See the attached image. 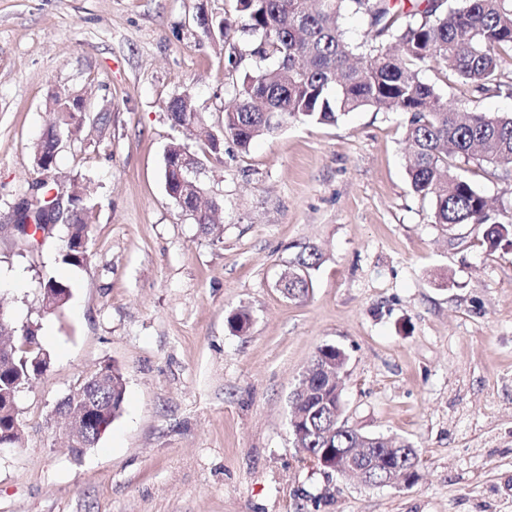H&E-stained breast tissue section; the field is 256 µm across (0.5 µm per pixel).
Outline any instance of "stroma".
I'll list each match as a JSON object with an SVG mask.
<instances>
[{
    "label": "stroma",
    "instance_id": "35a3bbf8",
    "mask_svg": "<svg viewBox=\"0 0 512 512\" xmlns=\"http://www.w3.org/2000/svg\"><path fill=\"white\" fill-rule=\"evenodd\" d=\"M256 45L236 0H0V300L51 355L17 400L0 512H512V245L433 223L407 173V113L291 121L246 151L229 136L216 154L189 141L221 238L167 195L168 102L191 95L221 129L240 76L261 65ZM421 77L449 107L512 115L511 57L488 96L435 64ZM63 91L90 107L54 170L89 197L80 269L57 259L65 225L24 249L12 223ZM450 164L492 221L512 222V172ZM304 250L321 260L308 295L290 299L280 280ZM52 277L71 297L48 314ZM240 310L242 334L227 323ZM327 345L347 357L344 421L418 448L413 484L368 485L296 446L289 400ZM108 362L123 410L73 458L54 406Z\"/></svg>",
    "mask_w": 512,
    "mask_h": 512
}]
</instances>
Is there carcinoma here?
<instances>
[{
    "label": "carcinoma",
    "instance_id": "obj_1",
    "mask_svg": "<svg viewBox=\"0 0 512 512\" xmlns=\"http://www.w3.org/2000/svg\"><path fill=\"white\" fill-rule=\"evenodd\" d=\"M246 30L258 45L254 54L272 68L259 67L244 73L235 104L224 113L223 131L208 135L206 146L218 153L229 133L241 149L263 136L277 132L288 120L334 124L365 107L386 108L410 114L405 141L412 163L408 167L415 193L430 199L434 223L450 229L461 224L485 226L483 237L489 249L512 242V224L489 223L487 201L467 179L454 174L448 157H475L496 168H512V116H489L468 109L448 108L434 86L420 78L430 64H443L474 91L491 95L499 88L503 54L512 51V8L504 0H427L425 7L402 8L396 0H319L312 9L309 0H236ZM349 14L368 21L371 40L353 45L342 26ZM172 126L185 136L194 135L190 124L201 120L192 98L185 94L169 101ZM52 169L41 171L31 187L38 189L37 202L53 190ZM169 196L188 212L206 234L219 232L216 209L193 204L199 186H184L171 176ZM89 207L67 216L68 234L60 245L62 261L82 267L88 259L87 221ZM319 255L311 250L298 255L281 280L289 298L304 296L311 283L310 271ZM70 288L53 279L43 287L48 307L63 309ZM0 337L11 342L10 361L0 363V437H13L10 391L29 385L49 367L37 328L13 325L0 308ZM331 354L319 349L306 389L295 395L292 407L307 415L310 424L297 443L317 453L321 448H354L361 433L336 415V385L319 370ZM125 399L121 370L102 381L89 376L81 392L66 396L61 404L98 403L106 409L103 418L116 419Z\"/></svg>",
    "mask_w": 512,
    "mask_h": 512
}]
</instances>
